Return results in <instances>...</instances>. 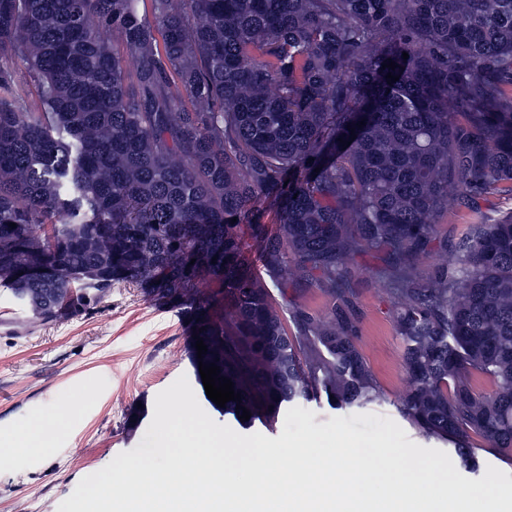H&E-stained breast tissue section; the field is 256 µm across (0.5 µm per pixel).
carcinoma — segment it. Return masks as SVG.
Instances as JSON below:
<instances>
[{
    "label": "carcinoma",
    "mask_w": 512,
    "mask_h": 512,
    "mask_svg": "<svg viewBox=\"0 0 512 512\" xmlns=\"http://www.w3.org/2000/svg\"><path fill=\"white\" fill-rule=\"evenodd\" d=\"M506 85L512 0H0V287L53 320L152 284L224 340L241 393L224 414L268 423L320 388L340 406L382 392L344 309L299 311L288 335L245 239L270 275L317 271L340 300L347 261L373 251L398 305L401 414L466 469L479 443L511 457L512 215L430 281L414 272L448 198L512 191ZM260 191L282 198L279 233Z\"/></svg>",
    "instance_id": "carcinoma-1"
}]
</instances>
